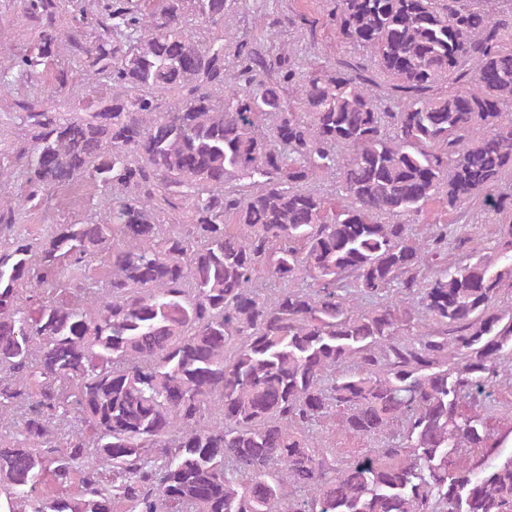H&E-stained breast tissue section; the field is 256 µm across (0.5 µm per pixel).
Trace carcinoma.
<instances>
[{"mask_svg":"<svg viewBox=\"0 0 512 512\" xmlns=\"http://www.w3.org/2000/svg\"><path fill=\"white\" fill-rule=\"evenodd\" d=\"M237 2L113 0L62 40L28 0L20 72L63 41L112 96L18 103L26 200L89 181L110 219L41 237L0 205V512H512L484 412L512 263L448 266L467 203L512 216V0H326L324 65L233 30ZM327 421L382 446L342 463Z\"/></svg>","mask_w":512,"mask_h":512,"instance_id":"cac0c4a2","label":"carcinoma"}]
</instances>
